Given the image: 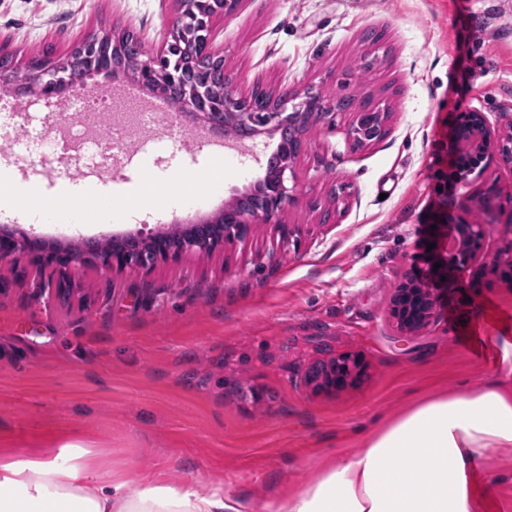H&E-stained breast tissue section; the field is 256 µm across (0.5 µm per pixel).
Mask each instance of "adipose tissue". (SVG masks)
<instances>
[{
  "label": "adipose tissue",
  "instance_id": "obj_1",
  "mask_svg": "<svg viewBox=\"0 0 512 512\" xmlns=\"http://www.w3.org/2000/svg\"><path fill=\"white\" fill-rule=\"evenodd\" d=\"M499 351L493 379L418 404L274 512H482L467 475L490 451L512 452V340ZM91 455L74 441L1 461L0 512H252L220 489L149 478L128 494L125 482L97 480Z\"/></svg>",
  "mask_w": 512,
  "mask_h": 512
}]
</instances>
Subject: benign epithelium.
Returning a JSON list of instances; mask_svg holds the SVG:
<instances>
[{
	"mask_svg": "<svg viewBox=\"0 0 512 512\" xmlns=\"http://www.w3.org/2000/svg\"><path fill=\"white\" fill-rule=\"evenodd\" d=\"M182 10L172 25L170 37L154 52L133 64L138 81L150 92H164V86L178 82L183 95L178 101L186 115L207 127L217 137H224V127L237 126L244 138L265 133L280 136L275 156L278 165L273 172L255 181L235 195L231 204L213 217H199L185 225L187 233L180 246L169 243L164 230L143 237L129 232L113 240L119 246L100 247L99 241L86 239L77 250L45 239L24 230L10 227L0 229V265L14 264L24 257L35 270L49 274L48 283H56L58 293L64 292L68 271L82 263H90L103 271L121 270L129 266L150 269L159 262H177L186 254L210 255L224 243L248 238L255 225L270 224L283 241L297 236L299 228L283 221L287 207L304 203L297 177V162L304 136L320 123H336V116L351 115L346 127V141L356 149L381 139L386 134L389 106L383 100L355 95L328 97L321 91L303 94L287 87L270 89L261 82L254 84L259 103L250 96L239 94L230 80L221 77L216 88L213 77L202 69L189 65L190 56L209 61V70L224 72L223 56L214 48L211 31L217 17L234 11L241 0H181ZM81 57L94 74H117L126 71L118 41L108 35L93 37L77 43L63 60L48 57L32 60L27 71L19 74L9 65L0 64V80L13 83L21 91L31 84L47 92H70L78 95L81 85L70 77L69 63ZM512 170V118L505 130H494L486 115L469 110L458 115L454 126V177L459 182L481 175L491 162ZM512 206V191L495 181L484 182L466 197V210L480 211L487 223L472 224L461 220L452 225L458 246L451 254L440 255V268L431 274L401 283L391 298L389 316L396 328L405 334L422 329L440 304L442 291L436 279L469 269L484 249L486 228L497 222L505 205ZM506 284H512V245L504 255L492 262ZM367 376L363 359L351 353L340 354L328 361L316 363L305 373V384L316 392L333 393L356 386Z\"/></svg>",
	"mask_w": 512,
	"mask_h": 512,
	"instance_id": "7a95c632",
	"label": "benign epithelium"
}]
</instances>
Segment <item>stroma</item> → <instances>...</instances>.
<instances>
[{
	"label": "stroma",
	"mask_w": 512,
	"mask_h": 512,
	"mask_svg": "<svg viewBox=\"0 0 512 512\" xmlns=\"http://www.w3.org/2000/svg\"><path fill=\"white\" fill-rule=\"evenodd\" d=\"M179 0H0V56L15 68L50 50L65 57L81 40L110 32L160 43ZM382 32L384 48L364 42ZM213 39L238 92L256 81L326 95L387 98L388 133L353 151L345 120L313 128L298 161L304 198L335 207L320 223L301 206L282 245L273 228L210 255L189 254L152 270L110 272L79 265L68 301L34 276L0 267V459L34 454L72 432L94 448L97 477L139 488L165 484L250 501L255 512L315 482L337 456L423 398L489 380L497 364L470 352V338L512 337V287L493 275L454 277L427 327L397 333L389 303L397 286L427 271L442 225L484 222L463 207L470 186L451 179L452 132L477 109L503 128L512 106V9L505 0H242L217 19ZM467 43L460 56L458 43ZM154 125L132 132L137 149L96 166L72 195L64 165L43 164L39 125L27 145L0 146L19 206L30 195L74 206L104 192L133 221L24 224L0 210V226L50 242L100 241L191 218L157 192L193 182L210 210L262 178L278 136L259 135L221 163L181 143L201 129L164 104ZM359 355L365 381L333 394L302 383L312 364ZM485 512H512V454L490 452L477 477Z\"/></svg>",
	"instance_id": "1"
}]
</instances>
